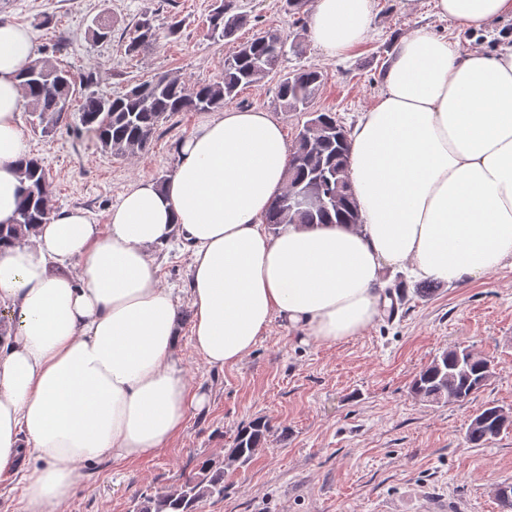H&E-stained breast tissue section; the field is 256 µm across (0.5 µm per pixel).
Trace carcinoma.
<instances>
[{"instance_id":"carcinoma-1","label":"carcinoma","mask_w":512,"mask_h":512,"mask_svg":"<svg viewBox=\"0 0 512 512\" xmlns=\"http://www.w3.org/2000/svg\"><path fill=\"white\" fill-rule=\"evenodd\" d=\"M211 34L228 38L243 23L237 0H216L209 18ZM160 39L153 18L144 14L129 33L126 52L140 54L153 48ZM280 34L269 29L238 46L224 59L221 80L189 84L178 75H160L130 90L107 96L90 92L79 105L80 124L102 151L126 157L145 151L160 123L188 111H217L224 102L270 74H280L278 100L287 112H297L318 94L321 73L299 68L284 73ZM22 88L31 112L37 114L42 133L48 135L65 119V106L75 88L70 71L55 65L50 58L30 61L21 73ZM352 143L348 131L332 112H311L299 130L288 153V168L283 192L275 197L264 223L272 231L283 224L360 223V216L349 177ZM27 186L16 223L0 225V244L33 234L49 221L54 185L39 157L32 155L21 165ZM303 194L318 199L306 206L293 204ZM494 374L492 360L468 347L453 346L435 357L419 372L411 385L413 396L427 403H462L481 391ZM512 427V411L498 405L484 407L471 420L466 440L484 448L503 431ZM270 426L259 418L242 427L234 439L228 465L244 466L266 443ZM205 461L199 472L177 489L147 496L135 512H200L203 502L224 497V465Z\"/></svg>"}]
</instances>
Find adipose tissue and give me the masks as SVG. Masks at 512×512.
Returning <instances> with one entry per match:
<instances>
[{
	"label": "adipose tissue",
	"mask_w": 512,
	"mask_h": 512,
	"mask_svg": "<svg viewBox=\"0 0 512 512\" xmlns=\"http://www.w3.org/2000/svg\"><path fill=\"white\" fill-rule=\"evenodd\" d=\"M459 29L512 18V0H436ZM372 0H315L310 32L328 57L365 42ZM28 31L0 20V224L22 198L19 74ZM385 92L351 133L361 224L263 218L285 185L288 147L267 112L230 109L181 142L164 185L140 181L107 226L81 208L53 212L0 246V476H19L22 512H61L105 459L169 445L194 391L175 357L177 303L158 285L155 245L192 257V342L214 368L237 364L274 317L334 344L363 333L385 303L381 270L410 264L425 280L467 284L512 265V45L463 52L451 36L400 39Z\"/></svg>",
	"instance_id": "ef3b65f1"
}]
</instances>
